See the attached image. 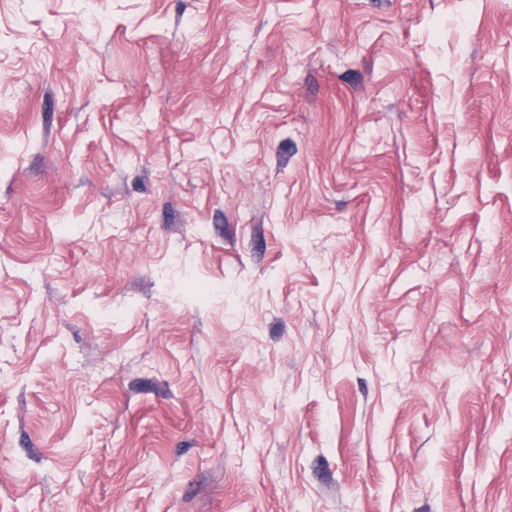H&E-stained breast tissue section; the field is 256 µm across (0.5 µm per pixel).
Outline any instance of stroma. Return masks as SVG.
<instances>
[{
    "mask_svg": "<svg viewBox=\"0 0 512 512\" xmlns=\"http://www.w3.org/2000/svg\"><path fill=\"white\" fill-rule=\"evenodd\" d=\"M0 512H512V0H0Z\"/></svg>",
    "mask_w": 512,
    "mask_h": 512,
    "instance_id": "1",
    "label": "stroma"
}]
</instances>
